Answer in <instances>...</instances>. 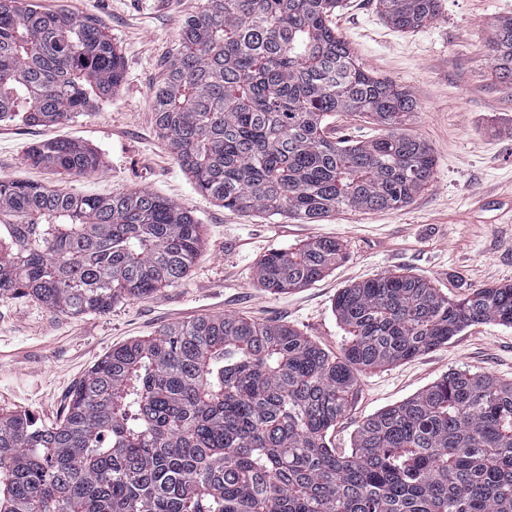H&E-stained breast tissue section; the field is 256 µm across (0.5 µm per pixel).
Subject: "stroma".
Masks as SVG:
<instances>
[{"mask_svg": "<svg viewBox=\"0 0 512 512\" xmlns=\"http://www.w3.org/2000/svg\"><path fill=\"white\" fill-rule=\"evenodd\" d=\"M41 10L98 18L125 71L112 96L44 127L0 121V177L108 197L144 189L188 207L204 226L201 254L184 279L104 313L71 316L25 296L0 297V413L58 420L75 385L113 347L158 336L201 315L284 324L340 353L333 311L340 289L384 274L425 277L453 297L512 284V84L495 75L487 46L512 17V0H441L423 27L393 29L376 0H348L337 33L362 65L406 87L418 108L408 127L435 158L425 189L395 210L339 212L314 224L237 213L200 195L178 166L154 119L153 94L179 44L181 22L201 0H37ZM79 141L100 157L92 173L60 175L28 164L50 138ZM318 239L340 242L344 260L320 281L285 294L263 288L257 263L269 251ZM512 380V327L464 329L448 344L361 375L354 407L332 439L350 449L368 416L399 404L454 370Z\"/></svg>", "mask_w": 512, "mask_h": 512, "instance_id": "1", "label": "stroma"}]
</instances>
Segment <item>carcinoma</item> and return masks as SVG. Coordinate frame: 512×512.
Listing matches in <instances>:
<instances>
[{
    "label": "carcinoma",
    "mask_w": 512,
    "mask_h": 512,
    "mask_svg": "<svg viewBox=\"0 0 512 512\" xmlns=\"http://www.w3.org/2000/svg\"><path fill=\"white\" fill-rule=\"evenodd\" d=\"M342 0H202L156 86V125L203 195L241 213L314 223L398 209L428 184L431 149L407 127L412 94L371 74L336 34ZM395 28L434 20L440 0H377ZM488 49L512 83V19ZM120 54L95 19L0 0V120L51 125L109 98ZM338 112L382 133L327 135ZM26 160L66 175L99 156L71 140ZM203 244L190 211L146 190L80 196L0 177V296L71 314L182 280ZM332 239L257 264L284 294L323 278ZM341 355L298 331L202 316L112 350L51 425L0 415V512H512V382L458 370L358 427L328 435L359 377L445 345L465 328L512 326V285L450 297L385 275L343 288Z\"/></svg>",
    "instance_id": "1"
}]
</instances>
